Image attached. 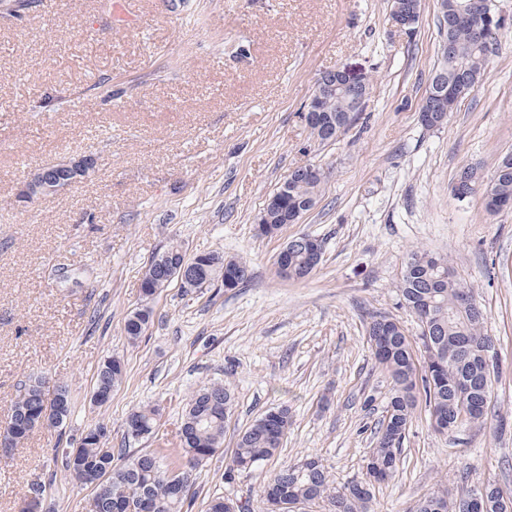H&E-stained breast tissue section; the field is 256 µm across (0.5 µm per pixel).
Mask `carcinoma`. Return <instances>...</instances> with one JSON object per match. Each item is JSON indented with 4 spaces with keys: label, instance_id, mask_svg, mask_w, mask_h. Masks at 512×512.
<instances>
[{
    "label": "carcinoma",
    "instance_id": "1",
    "mask_svg": "<svg viewBox=\"0 0 512 512\" xmlns=\"http://www.w3.org/2000/svg\"><path fill=\"white\" fill-rule=\"evenodd\" d=\"M500 32L496 26L488 40L480 41L467 25L445 30L442 60L435 77L457 98L471 94L480 83ZM362 111L363 105L353 98L339 101L334 96H320L312 100L304 120L317 141L328 143L348 131ZM324 178L320 167L314 174L291 171L263 208L266 234L278 232L296 212L304 214L314 208ZM483 195L490 213L512 205L511 156L504 158L483 184ZM180 254L182 250L172 245L145 267L140 283L143 304L130 311L125 320L130 342H136L147 329L152 317L148 300L172 282V262ZM187 263L200 289L234 277L241 285L248 278L246 263L217 252L205 253L198 262L189 257ZM288 268L290 279L306 278L316 270L301 245L289 250ZM399 292L420 320L421 350L415 351L395 319L384 314L369 315L368 342L376 362L389 376L390 387L385 416L375 431L376 445L367 460L366 477L339 490L321 461L308 458L274 474L264 487L261 512H294L291 503L317 505L327 512H368L374 483L393 476L398 469L400 448L420 397L439 433L452 434L484 420L494 399L496 375V365L484 354V346L493 340L484 332L485 311L471 287L457 278L454 260L425 250L412 251ZM123 376L120 359L106 360L98 373L94 400L101 405L108 402ZM34 405L45 412V424L52 427L62 425L73 408L65 384L52 398L43 391L39 378L21 385L3 427L13 435L15 448L39 427L30 413ZM232 405V393L221 383L204 384L192 394L181 414L177 451L181 464L176 469L168 468L158 452L132 453L127 448L111 447L110 433L102 422L84 431L79 448L62 451L61 466L81 486L89 487L103 476L112 486L109 494L93 492L89 512H182L194 485V471L224 444V424ZM158 411L154 405L133 410L126 419L125 439L139 442L152 437L158 428ZM291 419L286 405L257 417L239 434L225 476L248 471L273 457L288 433ZM480 489L497 503L489 512H512L511 490L486 480L469 491ZM463 498L457 488L442 481L411 512H464Z\"/></svg>",
    "mask_w": 512,
    "mask_h": 512
}]
</instances>
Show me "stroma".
Wrapping results in <instances>:
<instances>
[{
	"instance_id": "1",
	"label": "stroma",
	"mask_w": 512,
	"mask_h": 512,
	"mask_svg": "<svg viewBox=\"0 0 512 512\" xmlns=\"http://www.w3.org/2000/svg\"><path fill=\"white\" fill-rule=\"evenodd\" d=\"M484 76L439 129L420 106L441 60L437 0H421L414 32L392 20L391 0H132L142 22L111 25L109 0H38L19 20L0 17V427L21 383L66 382L73 411L0 456V512H19L33 484L50 512H87L80 488L54 461L89 424L106 423L112 447L125 420L160 405L149 450L174 457L183 406L198 386L230 387L224 445L195 474L182 512H206L213 494L259 503L282 467L319 456L337 487L362 478L389 380L367 343L369 313L419 323L398 283L413 249L447 253L487 314L498 380L483 425L446 435L418 406L391 479L370 512H409L439 477L512 487V209L488 214L482 193L457 199L459 171L491 176L512 155V0ZM371 78L363 112L336 142L320 144L302 118L324 72ZM120 96L104 102L96 81ZM47 108H37L41 99ZM92 156L90 178L21 203L38 166ZM326 173L299 223L259 235L268 199L288 174ZM321 241L319 267L278 276L295 235ZM187 256L217 251L246 261L250 279L184 294L178 283L149 305L152 322L129 342L127 314L140 278L170 244ZM125 365L109 402L91 396L108 357ZM372 398V409L363 401ZM288 405L281 448L226 479L239 433Z\"/></svg>"
}]
</instances>
